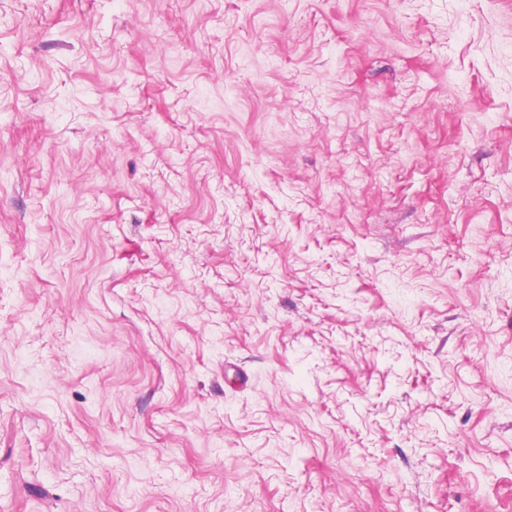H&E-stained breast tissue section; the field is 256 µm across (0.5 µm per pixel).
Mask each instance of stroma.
<instances>
[{
  "label": "stroma",
  "mask_w": 512,
  "mask_h": 512,
  "mask_svg": "<svg viewBox=\"0 0 512 512\" xmlns=\"http://www.w3.org/2000/svg\"><path fill=\"white\" fill-rule=\"evenodd\" d=\"M0 512H512V0H0Z\"/></svg>",
  "instance_id": "obj_1"
}]
</instances>
